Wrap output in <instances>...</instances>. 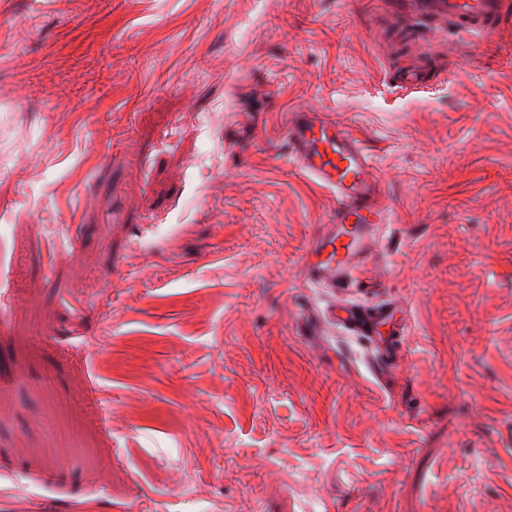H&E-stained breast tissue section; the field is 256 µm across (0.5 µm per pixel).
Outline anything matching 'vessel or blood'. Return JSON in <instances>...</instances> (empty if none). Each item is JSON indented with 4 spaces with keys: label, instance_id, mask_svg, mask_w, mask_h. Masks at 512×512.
Instances as JSON below:
<instances>
[{
    "label": "vessel or blood",
    "instance_id": "b4317fda",
    "mask_svg": "<svg viewBox=\"0 0 512 512\" xmlns=\"http://www.w3.org/2000/svg\"><path fill=\"white\" fill-rule=\"evenodd\" d=\"M456 26L490 36L502 17L505 0H432ZM288 156L300 171L329 191L336 207L312 242L305 259L309 277L333 286L348 284L375 250L379 231L392 213L381 181L359 139L329 120L305 113L286 129ZM337 322L374 348L379 371L393 366L396 325L386 309L346 304Z\"/></svg>",
    "mask_w": 512,
    "mask_h": 512
}]
</instances>
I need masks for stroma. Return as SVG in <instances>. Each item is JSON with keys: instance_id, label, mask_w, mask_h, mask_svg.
Segmentation results:
<instances>
[{"instance_id": "1", "label": "stroma", "mask_w": 512, "mask_h": 512, "mask_svg": "<svg viewBox=\"0 0 512 512\" xmlns=\"http://www.w3.org/2000/svg\"><path fill=\"white\" fill-rule=\"evenodd\" d=\"M312 109L393 220L310 281ZM396 303L400 360L329 318ZM512 14L0 0V512H512Z\"/></svg>"}]
</instances>
